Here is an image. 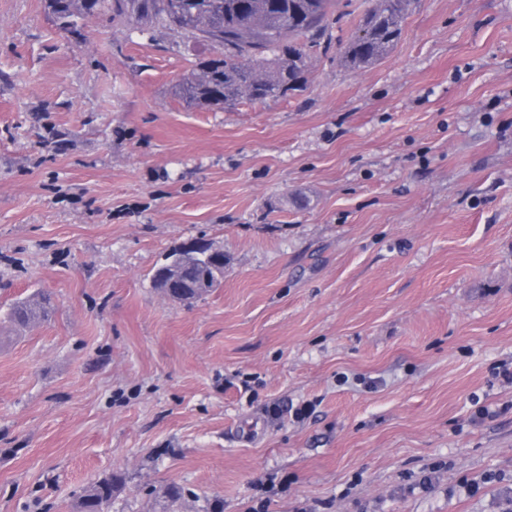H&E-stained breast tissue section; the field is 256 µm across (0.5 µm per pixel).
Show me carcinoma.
Instances as JSON below:
<instances>
[{"label":"carcinoma","instance_id":"cac0c4a2","mask_svg":"<svg viewBox=\"0 0 512 512\" xmlns=\"http://www.w3.org/2000/svg\"><path fill=\"white\" fill-rule=\"evenodd\" d=\"M59 25L110 10L177 30L184 38L210 42L216 57L190 70L176 86L188 108L223 109L243 101L285 98L303 91L310 49L320 44L338 0H49ZM416 0H370L342 57L352 68L369 66L400 41ZM192 287L168 296L190 304L219 286L203 264L185 271ZM57 310L52 295L36 291L19 298L5 321L19 330L50 322ZM124 476L116 471L77 495L76 512H109Z\"/></svg>","mask_w":512,"mask_h":512}]
</instances>
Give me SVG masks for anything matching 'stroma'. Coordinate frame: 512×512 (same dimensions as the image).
Instances as JSON below:
<instances>
[{
    "label": "stroma",
    "mask_w": 512,
    "mask_h": 512,
    "mask_svg": "<svg viewBox=\"0 0 512 512\" xmlns=\"http://www.w3.org/2000/svg\"><path fill=\"white\" fill-rule=\"evenodd\" d=\"M366 6L302 92L209 111V43L0 0V316L58 304L0 346V512L115 470L112 512H512V0H418L350 70ZM195 238L186 307L150 274ZM220 245H211L209 241L188 242L171 252L170 265L197 260L202 257L214 256L216 252H224ZM168 253L164 256L163 263H161L152 275V282L154 288H157L161 292H163L167 298L176 303L180 304H190L197 299L202 298L205 294L210 292L213 288L219 286L220 282L214 276V273L223 276L224 274V266H222V261H219L216 267L214 268V273H211L209 269L202 263L193 266L192 268L185 271L184 276L192 283L194 288H186L181 294H173L169 295L165 291L164 288H160L155 279L157 275V271L162 266L166 265L168 262ZM165 261V263H164ZM56 310L57 304L50 293L36 291L13 302L4 319L16 329L26 330L50 322Z\"/></svg>",
    "instance_id": "stroma-1"
}]
</instances>
